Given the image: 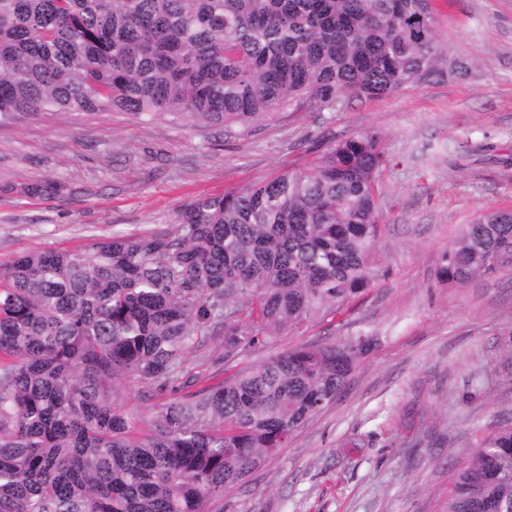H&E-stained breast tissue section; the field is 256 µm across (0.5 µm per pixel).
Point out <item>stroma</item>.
Returning <instances> with one entry per match:
<instances>
[{
	"mask_svg": "<svg viewBox=\"0 0 512 512\" xmlns=\"http://www.w3.org/2000/svg\"><path fill=\"white\" fill-rule=\"evenodd\" d=\"M434 8L467 77L286 110L241 135L125 112L0 128V263L176 224L192 199L295 169L330 140L377 135L370 288L225 365L216 339L188 355L191 375L229 376L302 345L365 344L336 400L225 492L224 512H438L476 437L512 422V269L462 285L439 276L465 224L512 209V0Z\"/></svg>",
	"mask_w": 512,
	"mask_h": 512,
	"instance_id": "35a3bbf8",
	"label": "stroma"
}]
</instances>
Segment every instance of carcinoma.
Masks as SVG:
<instances>
[{
    "mask_svg": "<svg viewBox=\"0 0 512 512\" xmlns=\"http://www.w3.org/2000/svg\"><path fill=\"white\" fill-rule=\"evenodd\" d=\"M464 74L432 0H0V126L127 112L243 133ZM378 138L334 139L288 172L196 198L179 222L0 263V512H223L224 492L343 388L350 342L306 345L221 378L218 359L336 312L372 281ZM512 268V210L465 225L440 273ZM168 392L141 431L115 403ZM451 471L441 512H512V426ZM204 337V342L188 355L187 369L190 375L205 377L217 369L216 359L222 353V343L217 339Z\"/></svg>",
    "mask_w": 512,
    "mask_h": 512,
    "instance_id": "carcinoma-1",
    "label": "carcinoma"
}]
</instances>
